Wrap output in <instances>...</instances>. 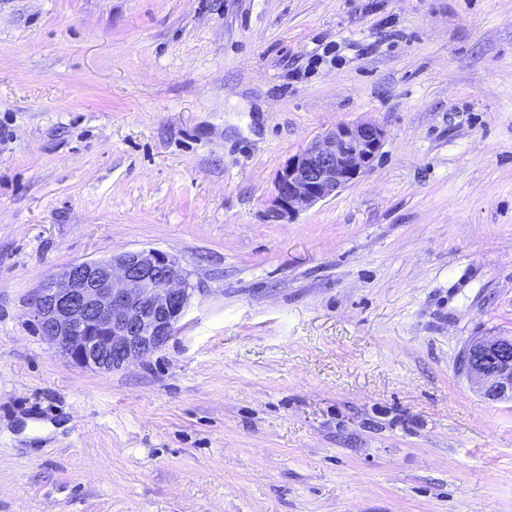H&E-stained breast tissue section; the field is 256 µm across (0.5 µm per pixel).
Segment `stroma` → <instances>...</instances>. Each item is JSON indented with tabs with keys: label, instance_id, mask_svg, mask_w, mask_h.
<instances>
[{
	"label": "stroma",
	"instance_id": "obj_1",
	"mask_svg": "<svg viewBox=\"0 0 512 512\" xmlns=\"http://www.w3.org/2000/svg\"><path fill=\"white\" fill-rule=\"evenodd\" d=\"M385 131L278 223L277 171ZM175 256V334L109 373L39 288ZM512 0H0V512H512ZM385 137L374 121L339 122L288 158L273 181L267 216L279 222L335 197L371 167ZM459 371L483 397L512 402V336L470 338L461 353Z\"/></svg>",
	"mask_w": 512,
	"mask_h": 512
}]
</instances>
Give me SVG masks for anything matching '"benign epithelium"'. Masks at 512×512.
Here are the masks:
<instances>
[{"label": "benign epithelium", "mask_w": 512, "mask_h": 512, "mask_svg": "<svg viewBox=\"0 0 512 512\" xmlns=\"http://www.w3.org/2000/svg\"><path fill=\"white\" fill-rule=\"evenodd\" d=\"M384 137L371 120L339 122L325 131L276 173L268 218L283 221L354 185L371 167ZM194 294L188 273L173 256L126 250L53 275L33 308L43 338L71 365L109 373L163 347ZM459 371L483 397L512 402V336L470 338Z\"/></svg>", "instance_id": "7a95c632"}]
</instances>
